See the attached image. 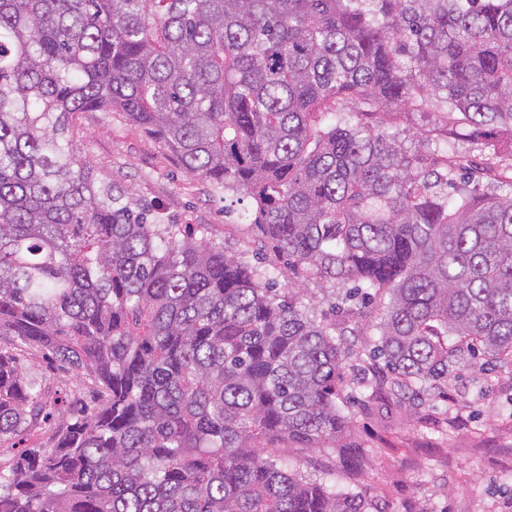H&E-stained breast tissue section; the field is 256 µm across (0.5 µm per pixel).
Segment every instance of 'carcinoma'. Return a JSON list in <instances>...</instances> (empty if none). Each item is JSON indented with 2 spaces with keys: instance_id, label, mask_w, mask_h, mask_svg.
Returning a JSON list of instances; mask_svg holds the SVG:
<instances>
[{
  "instance_id": "carcinoma-1",
  "label": "carcinoma",
  "mask_w": 512,
  "mask_h": 512,
  "mask_svg": "<svg viewBox=\"0 0 512 512\" xmlns=\"http://www.w3.org/2000/svg\"><path fill=\"white\" fill-rule=\"evenodd\" d=\"M113 111L251 199L330 313L99 181L73 118ZM450 123L512 129V0H0V443L68 413L11 350L96 393L0 458V512H367L281 448L348 431L346 335L380 331L381 398L441 390L450 335L512 369V153L473 170ZM439 114L431 110L426 112H416L414 114L407 112H394L384 116V121L389 122L392 128L403 129L405 127H415L419 130H431L435 125H440ZM292 277H294L299 288L304 289L302 296L303 304L317 313L318 318H320L322 312L329 310V303L326 301V298L328 295H331L332 290L335 288H330L329 285L325 283H320L315 279L304 277L301 274H296ZM335 291L337 290L335 289ZM20 353V363L27 375L32 377H46L54 382V386L62 389L68 394V398L72 394V390L76 391L78 387L84 384L83 381L78 382L72 373L62 371L57 364L53 363L43 351L37 348H23ZM65 419V417L63 419L59 417L52 419L46 424H43L40 428L30 432V434L24 438L22 443L16 444L15 449L9 450L12 454H17L18 451L25 448H44V445L46 444L48 437L51 435L53 428Z\"/></svg>"
}]
</instances>
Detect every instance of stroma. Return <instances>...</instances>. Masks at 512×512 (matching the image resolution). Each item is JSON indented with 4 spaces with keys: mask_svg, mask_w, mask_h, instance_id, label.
<instances>
[{
    "mask_svg": "<svg viewBox=\"0 0 512 512\" xmlns=\"http://www.w3.org/2000/svg\"><path fill=\"white\" fill-rule=\"evenodd\" d=\"M73 125L80 154L99 163L100 178L156 207L163 223L205 225L213 242L245 260L281 267L276 253L261 248L241 206L225 207L221 192L187 175L162 139L119 112H85ZM361 343L337 401L350 419L343 448L289 449V470L361 493L383 512H512V372L469 359L443 394L383 400L362 385L378 360L372 337ZM20 363L64 392L79 387L40 349H24Z\"/></svg>",
    "mask_w": 512,
    "mask_h": 512,
    "instance_id": "35a3bbf8",
    "label": "stroma"
}]
</instances>
